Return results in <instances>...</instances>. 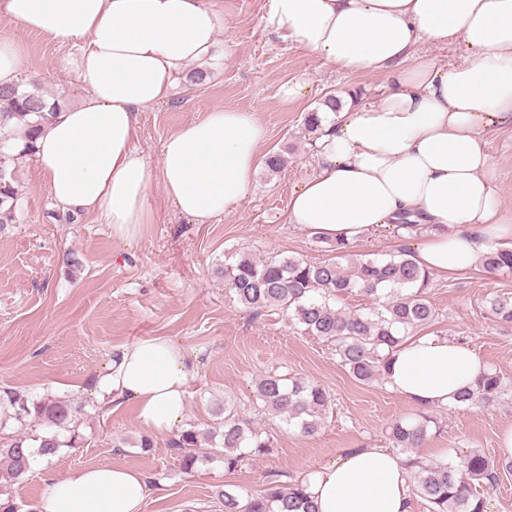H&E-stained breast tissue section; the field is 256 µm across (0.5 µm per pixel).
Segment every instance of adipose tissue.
I'll list each match as a JSON object with an SVG mask.
<instances>
[{"label": "adipose tissue", "instance_id": "adipose-tissue-1", "mask_svg": "<svg viewBox=\"0 0 512 512\" xmlns=\"http://www.w3.org/2000/svg\"><path fill=\"white\" fill-rule=\"evenodd\" d=\"M0 18L75 44L67 65L86 95L55 113L35 142L34 164L55 203L95 214L130 240L153 221L145 197L160 185L179 217L206 224L237 206L259 167L266 129L256 112L224 108L180 127L152 162L138 142L141 110L166 100L188 66L212 57L224 20L210 0H0ZM268 29L325 64L380 71L391 88L375 103L343 107L315 146V173L291 193L288 221L354 242L408 221L424 234L419 266L431 274L482 265L490 246L512 241L486 131L512 126V0H267ZM462 42L452 67L416 54L419 43ZM193 364L163 338L144 339L91 382L98 404L136 405L157 435L183 418ZM485 370L447 337H412L386 381L423 408L455 405ZM318 512H408L401 459L356 448L307 475ZM138 470L119 464L53 480L44 512H143Z\"/></svg>", "mask_w": 512, "mask_h": 512}]
</instances>
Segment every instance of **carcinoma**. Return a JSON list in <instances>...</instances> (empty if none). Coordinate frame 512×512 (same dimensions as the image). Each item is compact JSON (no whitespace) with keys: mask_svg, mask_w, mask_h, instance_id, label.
Here are the masks:
<instances>
[{"mask_svg":"<svg viewBox=\"0 0 512 512\" xmlns=\"http://www.w3.org/2000/svg\"><path fill=\"white\" fill-rule=\"evenodd\" d=\"M61 108L60 100L36 83L0 86V224L20 220L17 165L32 155L39 127ZM328 245L334 256L318 263L289 257L257 262L242 251L224 261L221 274L250 315L284 310L296 332L330 345L356 380L382 381L391 354L407 341L404 332L435 322V308L428 297L431 274L416 264L408 248L380 259L353 253L345 241ZM485 265L492 273H512V247L490 249ZM353 292L382 306L385 313L336 306L337 298ZM486 311L497 322L512 323V296H495ZM502 389L503 379L488 371L474 389L458 396L457 405L475 407L493 400ZM256 391L264 409L287 427L305 437L320 430V415L328 404L326 390L303 377L270 373L258 381ZM0 405L5 406L0 419V483L24 481L32 470L34 455L52 458L60 448H73L83 440L80 428L85 406L78 402L49 393L37 397L5 389ZM215 415L219 417L217 426L204 431L191 426L169 440L168 447L178 450L184 473L196 469L197 448L215 449L228 471L236 470L250 456L270 452V438L262 436L229 403ZM431 422L426 414L399 419L389 427L390 440L396 448H419L427 440ZM405 466L413 495L426 503L429 512H486L482 489L495 486L500 472H511L512 459L495 461L471 450L450 461L409 458ZM216 496L224 512H316L303 481L283 482L276 473L257 495L244 498L235 490L220 489Z\"/></svg>","mask_w":512,"mask_h":512,"instance_id":"cac0c4a2","label":"carcinoma"}]
</instances>
